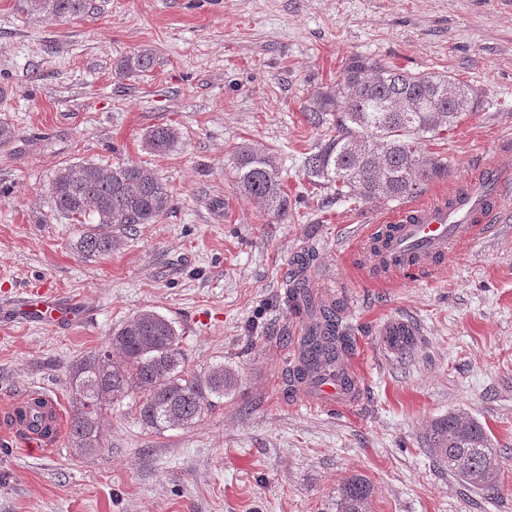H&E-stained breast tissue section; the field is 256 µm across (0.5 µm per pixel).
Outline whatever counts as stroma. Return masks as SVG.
Instances as JSON below:
<instances>
[{
    "label": "stroma",
    "mask_w": 512,
    "mask_h": 512,
    "mask_svg": "<svg viewBox=\"0 0 512 512\" xmlns=\"http://www.w3.org/2000/svg\"><path fill=\"white\" fill-rule=\"evenodd\" d=\"M69 21L0 0V410L42 388L77 406L72 365L143 309L172 320L188 367L224 364L237 384L191 428L160 431L126 398L103 412L100 450L62 435L35 455L0 439V512H336L358 475L369 512H512V194L490 238L435 270L376 284L353 253L402 203L306 196L303 156L319 131L301 107L363 55L448 72L476 89V113L424 149L448 156V184L490 165L512 173V0H91ZM157 60L132 78L117 62ZM168 126L167 153L147 131ZM275 157L286 221L236 187L242 145ZM135 162L167 185L172 209L111 254L88 259L83 225L51 218L48 185L68 164ZM316 301L353 328L359 397L328 410L297 401L288 370L304 323L282 303L294 262ZM44 285L84 310L53 327L10 314ZM413 328L410 355L390 349ZM478 419L503 451L497 491L470 490L429 451L431 421ZM156 59L153 49L145 48L124 57L116 66V72L122 77L136 76L152 69ZM177 141V133L173 128L157 126L150 129L145 137L148 148L156 153H166L174 147ZM414 332L411 327L401 325L392 327L387 336L389 346L402 354L409 352L414 347Z\"/></svg>",
    "instance_id": "1"
}]
</instances>
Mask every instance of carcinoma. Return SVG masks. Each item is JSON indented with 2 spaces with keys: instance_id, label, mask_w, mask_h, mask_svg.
<instances>
[{
  "instance_id": "carcinoma-1",
  "label": "carcinoma",
  "mask_w": 512,
  "mask_h": 512,
  "mask_svg": "<svg viewBox=\"0 0 512 512\" xmlns=\"http://www.w3.org/2000/svg\"><path fill=\"white\" fill-rule=\"evenodd\" d=\"M91 0H18L17 10L67 21L88 13ZM154 50L145 48L124 57L116 66L122 77L152 69ZM479 100L474 89L449 73H412L356 55L336 82L312 91L303 105L307 124L323 131V140L306 154L303 169L313 188H330L336 198L404 201L448 178V158L428 155L426 141L445 139L472 112ZM177 133L167 126L149 130L148 148L166 153ZM239 191L276 219L288 218V194L276 160L249 146L235 153ZM52 216L84 224L90 214L97 226L76 243L84 257L112 253L121 239L155 224L171 210L172 196L146 168L133 162L102 167L73 163L57 171L48 186ZM285 302L297 315L315 319L304 337V350L288 370L289 382L344 378L350 355L349 328L338 307H315L302 282H289ZM174 323L142 310L112 329L104 346L72 365L71 389L79 408L69 435L83 451L98 450L103 407L136 394L141 401L138 420L146 428L192 427L216 406L235 379L219 364L201 374L185 368V353ZM389 346L404 354L414 347V332L401 325L387 336ZM34 402L25 414L28 426L49 432ZM430 449L448 473L467 487L484 493L497 490L500 451L492 446L486 428L460 413L435 420ZM370 483L358 476L343 481L336 512H369Z\"/></svg>"
}]
</instances>
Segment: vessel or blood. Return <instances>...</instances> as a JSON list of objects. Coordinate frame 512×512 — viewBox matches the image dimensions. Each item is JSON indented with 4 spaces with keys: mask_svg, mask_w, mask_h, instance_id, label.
Masks as SVG:
<instances>
[{
    "mask_svg": "<svg viewBox=\"0 0 512 512\" xmlns=\"http://www.w3.org/2000/svg\"><path fill=\"white\" fill-rule=\"evenodd\" d=\"M511 185L512 177L506 172L488 167L465 187L409 205L388 223L371 227L367 237L377 240L378 249L368 262L370 271L382 277L419 270L444 255L450 245L480 238L488 232L494 209ZM35 293L37 299L27 310L29 316L47 324L76 319V311L61 303L53 291L41 286ZM356 394V389L346 388L340 380L322 381L301 390L303 401L328 406L348 404ZM34 395L31 389L18 394L0 418V426L13 434L21 448L48 453L65 429L63 413L57 400L46 397L52 432L47 436L32 433L18 423L16 413Z\"/></svg>",
    "mask_w": 512,
    "mask_h": 512,
    "instance_id": "vessel-or-blood-1",
    "label": "vessel or blood"
}]
</instances>
